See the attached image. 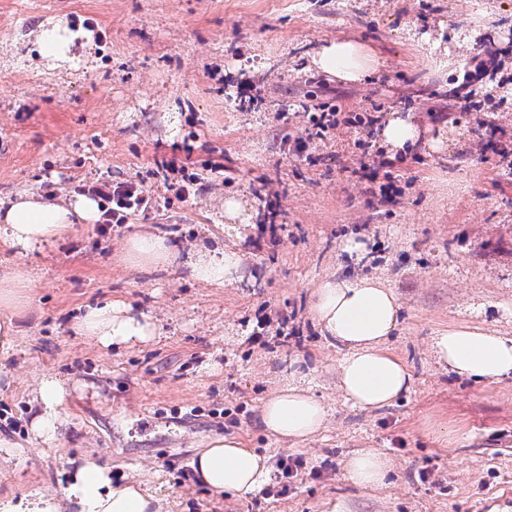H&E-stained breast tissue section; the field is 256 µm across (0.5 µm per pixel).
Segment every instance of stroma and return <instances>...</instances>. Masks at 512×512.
Masks as SVG:
<instances>
[{"mask_svg":"<svg viewBox=\"0 0 512 512\" xmlns=\"http://www.w3.org/2000/svg\"><path fill=\"white\" fill-rule=\"evenodd\" d=\"M57 23L74 34L66 62L36 46ZM414 32L443 50L427 54ZM341 39L378 58L363 82L313 66ZM478 57L495 64L475 71ZM323 112L337 124L321 134ZM393 112L442 149L390 156L365 119ZM185 175L180 196L171 185ZM118 182L138 184L150 208L0 254L30 281L0 354V502L61 495L92 462L140 484L158 512H512V378L476 384L432 354L452 325L512 337V0H0V200ZM229 198L245 221L225 218ZM140 234L173 244V264L122 263ZM350 238L367 253H345ZM226 247L243 256L242 278L195 280L188 255ZM332 275L383 279L400 299L387 346L412 384L389 407H352L337 388L343 352L311 313ZM117 300L155 318L152 341L106 349L76 334L87 306ZM263 316L287 341L256 339ZM294 372L328 420L284 442L259 409ZM44 374L68 382L66 422L33 445ZM224 435L267 457L260 492L219 498L197 480V449ZM370 448L393 471L354 486L344 461ZM287 457L303 462L289 478Z\"/></svg>","mask_w":512,"mask_h":512,"instance_id":"35a3bbf8","label":"stroma"}]
</instances>
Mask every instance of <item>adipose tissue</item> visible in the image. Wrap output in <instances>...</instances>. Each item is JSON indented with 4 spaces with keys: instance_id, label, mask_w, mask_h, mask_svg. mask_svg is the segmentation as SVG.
<instances>
[{
    "instance_id": "adipose-tissue-1",
    "label": "adipose tissue",
    "mask_w": 512,
    "mask_h": 512,
    "mask_svg": "<svg viewBox=\"0 0 512 512\" xmlns=\"http://www.w3.org/2000/svg\"><path fill=\"white\" fill-rule=\"evenodd\" d=\"M377 59L364 45L336 40L321 47L314 66L347 83L362 82ZM390 152L406 153L421 141V130L411 116L391 113L382 129ZM104 209L99 198L74 195L48 199L22 192L0 202V252L24 255L36 245L51 243L79 224H97ZM125 259L134 267H163L172 251L157 236H134L127 240ZM243 257L232 249L222 252L197 251L189 259L192 276L198 281L223 286L235 281ZM313 313L324 333L342 344L346 352L336 370L337 387L347 403L363 409L392 405L409 392L412 376L406 363L393 354L387 341L399 325L401 305L395 291L378 278L327 277L313 291ZM79 335L90 337L104 348L149 342L157 326L145 313L118 301L87 308L77 324ZM438 364L449 372L488 385L512 377V338L496 336L479 328L452 327L434 340ZM65 386L51 376L39 383L37 412L31 423L35 439L54 440L64 418L61 406ZM327 410L309 388L290 378L261 408L267 434L281 440L304 441L325 427ZM199 481L214 495L243 497L258 492L268 478L264 456L243 447L236 438H217L199 449L192 461ZM393 470L391 460L377 450L355 453L344 463V477L361 487L383 486ZM73 503L78 512H155L154 498L134 483L116 484L92 463L81 467L62 497H42L24 512H61L63 502Z\"/></svg>"
}]
</instances>
